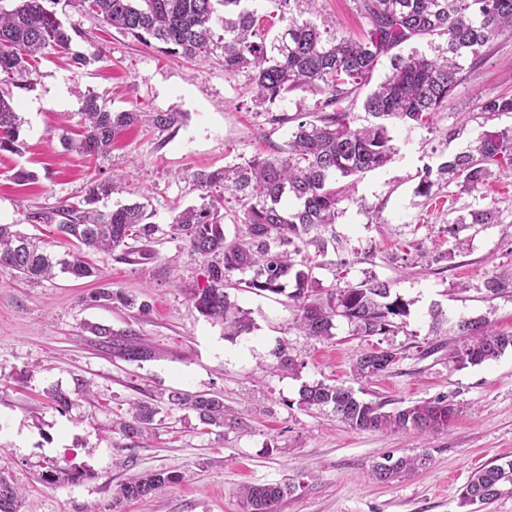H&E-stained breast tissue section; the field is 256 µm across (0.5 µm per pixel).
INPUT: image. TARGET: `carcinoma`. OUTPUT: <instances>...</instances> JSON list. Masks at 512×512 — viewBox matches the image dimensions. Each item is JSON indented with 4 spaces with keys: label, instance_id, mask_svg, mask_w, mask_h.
Wrapping results in <instances>:
<instances>
[{
    "label": "carcinoma",
    "instance_id": "cac0c4a2",
    "mask_svg": "<svg viewBox=\"0 0 512 512\" xmlns=\"http://www.w3.org/2000/svg\"><path fill=\"white\" fill-rule=\"evenodd\" d=\"M316 0H275L284 32L267 41L257 27L255 12L247 0H66L99 23L162 51L192 58H208L214 49L224 52V72L233 75L247 69L254 84V102L271 105L289 92L316 90L324 95L312 120L303 114H273L274 124L295 123L292 138L280 155L255 156L243 164L215 170L199 169L193 174L203 191L201 203L187 206L172 219L170 233L186 237L190 254L203 263L204 283L190 289V301L203 316L224 325V335L239 336L251 331L249 313L230 299L229 288H246L255 293L283 294L289 283L294 290L288 298L298 307L297 328L306 336L329 339L336 323L343 320L362 336L386 335L396 320L409 314V302L391 296L388 283L368 280L355 286L324 287L314 275L315 257L327 250L322 232L336 223L339 178H358L385 166L397 153L391 135L397 125L427 127L435 112L448 105V98L466 79L460 60L469 56L471 65L483 60L485 48L495 38L512 33V0H361L363 17L369 25L367 38L360 41L320 29L311 19L294 14L299 2ZM0 4V152L18 150L23 121L16 112L14 90L30 91L36 84L40 59L50 55L68 56L69 65L81 69L99 60V53H70L73 36L82 32L69 26L46 3L61 0H14ZM222 34L215 35V29ZM447 36L446 55L429 58L412 51L390 55V73L361 96L380 59L399 45L422 36ZM369 117L362 127L351 126L350 110L357 101ZM481 111L493 115L512 113V96H497L482 103ZM84 132L77 148L87 155L108 151L116 136L141 117L135 111L114 112L89 92L82 97ZM152 125L166 131L179 117L172 112H153ZM512 166V128L487 131L468 149L426 169L418 192L431 193L436 182L448 180L464 189L489 180L491 167ZM230 192L240 206L246 224L243 240L227 239L224 233V192ZM112 194V181L90 183L78 202L62 201L50 211L31 212L33 224H55L58 232L85 248L111 253L118 248L124 260L148 256L146 249H134L128 241L145 245L161 232L152 221L153 212L143 203L101 205ZM497 218L491 207L473 208L457 220L459 224H492ZM314 247V253L308 248ZM0 269L32 284L53 280L57 274L75 279L89 278L94 268L82 251L62 255L47 250L40 240L0 224ZM251 273L250 278L243 274ZM490 297L512 293V272L497 273L484 282ZM90 301L110 307H139L135 299L99 288ZM457 334L468 337L452 355V363L465 368L495 360L512 349V334L493 329L485 317L461 318ZM94 333L119 357L132 362L152 358V349L133 327L112 334L107 326ZM399 361L393 349L367 351L354 365L361 377L387 371ZM164 403L171 409L190 410L200 423L224 426V402L201 394L171 390ZM297 404L304 410L330 408L349 427L363 431H414L431 434L448 427L456 416V404L438 397L391 411L385 403L359 399L343 384H304ZM158 408L149 402L130 404V419L119 423L124 439L135 444L152 434ZM428 460V455L388 454L373 469L379 482H389L411 472ZM177 476L151 472L121 484L118 498H150ZM512 486V462L475 471L460 495V505L490 504ZM290 486L250 485L242 488L247 512H277ZM17 488L0 475V512H19Z\"/></svg>",
    "mask_w": 512,
    "mask_h": 512
}]
</instances>
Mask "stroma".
<instances>
[{
  "instance_id": "1",
  "label": "stroma",
  "mask_w": 512,
  "mask_h": 512,
  "mask_svg": "<svg viewBox=\"0 0 512 512\" xmlns=\"http://www.w3.org/2000/svg\"><path fill=\"white\" fill-rule=\"evenodd\" d=\"M314 20L356 40L368 29L360 0H318ZM66 21L81 32L72 52L99 47L103 60L77 69L64 56L43 59L34 90L15 93L24 121L20 150L0 152V224L40 236L55 252L73 245L52 227L29 223V212L78 201L90 180L113 177L109 206L147 204L155 222L167 226L199 201L193 172L276 155L294 126L271 124L270 113L312 114L322 99L297 90L261 108L248 72L225 74L223 53L168 55L71 7ZM87 90L116 111L174 112L180 120L165 132L132 126L108 154L90 157L74 147ZM503 94L512 95L508 34L430 127L393 129L397 153L389 164L341 183L333 238L315 275L326 286L387 282L410 303L405 324L393 333L357 336L341 321L333 337L316 340L297 330V307L287 295L234 290L230 296L249 312L253 328L225 335L189 299V288L204 280L203 264L181 237H158L153 258L140 262L89 254L97 274L83 280L62 274L32 285L0 270V475L18 489L19 512H246L241 488L264 483L292 487L277 512H466L460 494L471 473L512 462V350L462 369L450 361L463 342L452 330L460 318L483 316L512 332V295L491 298L483 287L489 276L512 269V167L494 170L471 191L443 181L423 196L417 187L426 168L483 132L512 127V113L489 117L481 110ZM21 169L36 182H16ZM480 207L495 208L497 223L459 224ZM101 287L135 295L149 309L89 304ZM98 324L116 332L134 327L154 357H114L91 331ZM282 347L296 363L293 371L279 367ZM378 347L397 350L399 362L377 376L355 377L359 356ZM319 381L350 386L360 399L391 410L446 396L459 412L429 436L359 431L331 411L298 406L300 387ZM170 389L222 398L233 424L206 427L191 411L163 405L149 440L133 445L115 432L130 402ZM55 390L66 395L65 408L51 401ZM387 452L424 453L428 462L379 483L371 470ZM73 463L82 467L77 482L49 481L52 471ZM155 471L179 479L153 499L114 504L128 477Z\"/></svg>"
}]
</instances>
